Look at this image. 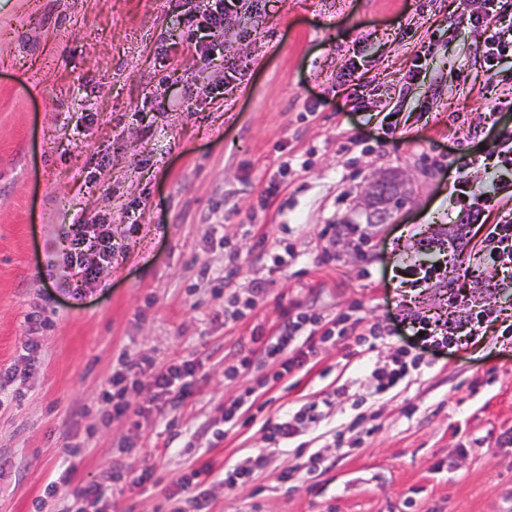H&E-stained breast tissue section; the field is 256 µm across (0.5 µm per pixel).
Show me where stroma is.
I'll list each match as a JSON object with an SVG mask.
<instances>
[{"mask_svg":"<svg viewBox=\"0 0 512 512\" xmlns=\"http://www.w3.org/2000/svg\"><path fill=\"white\" fill-rule=\"evenodd\" d=\"M259 3L248 32L225 4L241 32L228 40L203 28L207 0H0V512H169L192 470L209 512H512V289L487 291L500 272L457 250L437 256V278L400 285L419 239L448 227L449 170L479 185L512 130V111L493 110L512 86L488 81L467 22L484 4ZM349 61L354 91L336 84ZM389 173L405 207L367 243L329 244L325 225L364 222L368 178ZM78 213L114 244L79 292L62 285L59 244ZM452 292L467 297L453 311ZM473 304L499 320L458 347L370 333L406 306L437 319ZM297 313L354 331L285 374L260 341ZM31 317L45 327L29 353ZM399 346L420 367L376 392ZM139 358L195 375L162 409L128 375L135 428L100 393ZM248 387L254 405L228 426ZM325 399L319 425L274 435ZM256 455L250 480L225 486V464ZM115 463L98 505L76 498ZM321 420L322 413L318 409V404L312 403L293 413L289 412L279 423L275 424V433L287 444L288 441L290 442L298 435L299 429L305 421H309L316 426Z\"/></svg>","mask_w":512,"mask_h":512,"instance_id":"35a3bbf8","label":"stroma"}]
</instances>
